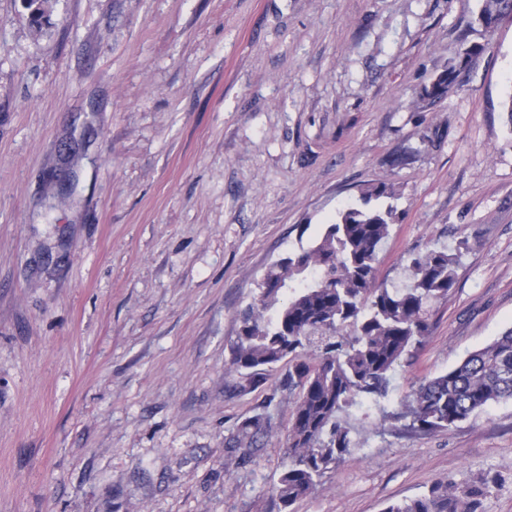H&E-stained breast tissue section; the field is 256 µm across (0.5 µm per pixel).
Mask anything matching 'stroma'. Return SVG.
Wrapping results in <instances>:
<instances>
[{"instance_id": "stroma-1", "label": "stroma", "mask_w": 512, "mask_h": 512, "mask_svg": "<svg viewBox=\"0 0 512 512\" xmlns=\"http://www.w3.org/2000/svg\"><path fill=\"white\" fill-rule=\"evenodd\" d=\"M484 4L48 0L38 28L0 0V512H278L288 365L255 386L230 349L268 268L368 185L399 216L378 281L468 243L386 409L512 327V16L471 29ZM260 413L241 457L226 442ZM351 423L290 512L488 472L482 512H512V400L427 433Z\"/></svg>"}]
</instances>
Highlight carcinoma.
Instances as JSON below:
<instances>
[{"label": "carcinoma", "instance_id": "carcinoma-1", "mask_svg": "<svg viewBox=\"0 0 512 512\" xmlns=\"http://www.w3.org/2000/svg\"><path fill=\"white\" fill-rule=\"evenodd\" d=\"M512 14V0H486L476 23L491 28ZM452 67L424 89L435 99L454 80ZM395 195L388 183L361 190L359 203L338 212L312 246L274 263L258 303L242 315L228 366L261 382L267 368L288 361L282 386L294 409L276 488L279 512L311 493L352 448L351 409L374 405L381 419L412 432L447 429L491 403L512 400V328L439 376L422 381L388 411L395 366L410 360L429 336L434 305L456 283L460 253L428 249L412 257L406 283L377 281L379 254L397 223L379 203ZM268 427L260 417L230 441L248 454ZM496 479L459 486L438 481L427 493L385 512H479Z\"/></svg>", "mask_w": 512, "mask_h": 512}]
</instances>
